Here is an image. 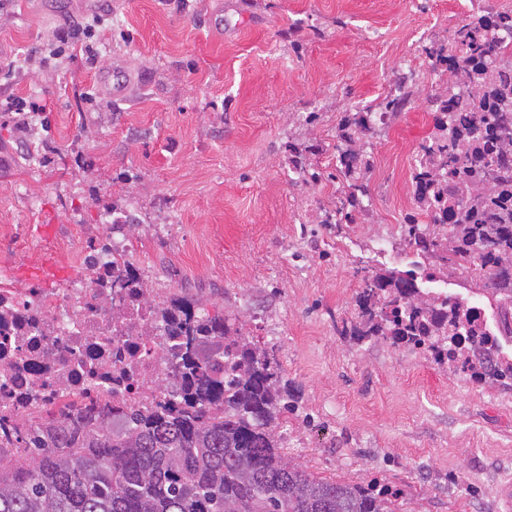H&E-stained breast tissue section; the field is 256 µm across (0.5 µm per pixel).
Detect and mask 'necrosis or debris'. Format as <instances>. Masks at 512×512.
Returning <instances> with one entry per match:
<instances>
[{
  "label": "necrosis or debris",
  "instance_id": "necrosis-or-debris-1",
  "mask_svg": "<svg viewBox=\"0 0 512 512\" xmlns=\"http://www.w3.org/2000/svg\"><path fill=\"white\" fill-rule=\"evenodd\" d=\"M85 273L65 288L0 289V463L24 458L13 432L48 423L72 407L146 410L182 390L178 339L161 310L171 292L144 278L111 287L110 258L130 259L127 227L106 230Z\"/></svg>",
  "mask_w": 512,
  "mask_h": 512
}]
</instances>
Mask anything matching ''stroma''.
Returning a JSON list of instances; mask_svg holds the SVG:
<instances>
[{"label":"stroma","mask_w":512,"mask_h":512,"mask_svg":"<svg viewBox=\"0 0 512 512\" xmlns=\"http://www.w3.org/2000/svg\"><path fill=\"white\" fill-rule=\"evenodd\" d=\"M468 0H0V62L39 57L56 30L99 15L84 57L24 66L0 83V285L63 288L108 213L141 230L134 262L273 345L303 412L283 452L327 481L377 479L398 512H512V390L430 356L339 335L359 272L406 252L411 166L442 87L422 46L448 37ZM131 90L112 97V67ZM412 74L410 105L357 142L371 155V220L324 223L341 196L307 184L295 140L332 168L346 108ZM47 110L19 137L10 98ZM172 232H165V225Z\"/></svg>","instance_id":"35a3bbf8"}]
</instances>
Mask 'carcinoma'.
Wrapping results in <instances>:
<instances>
[{"mask_svg": "<svg viewBox=\"0 0 512 512\" xmlns=\"http://www.w3.org/2000/svg\"><path fill=\"white\" fill-rule=\"evenodd\" d=\"M422 51L432 69L450 72L451 88L427 98L434 132L417 149L415 213L401 236L430 273L464 272L492 299L512 294V11L484 6L450 44L431 41ZM408 81L399 74L383 97L345 112L331 174L342 199L324 223L366 215L372 164L354 145L375 133L372 110L394 119L408 109ZM309 154L293 148V168L317 183L324 172L306 163ZM355 302L341 335L460 361L475 383L512 389V361L495 358L497 338L478 335L477 314L451 295L424 298L411 270L365 269ZM196 307L192 296L175 298L165 313L173 335L199 347L223 343L216 355L234 369L210 373L187 349L181 405L131 410L120 431L78 408L25 431L27 458L0 465V512H395L389 491L325 481L283 456L277 428L295 399L274 347L244 336L231 314L190 323Z\"/></svg>", "mask_w": 512, "mask_h": 512, "instance_id": "obj_1", "label": "carcinoma"}]
</instances>
